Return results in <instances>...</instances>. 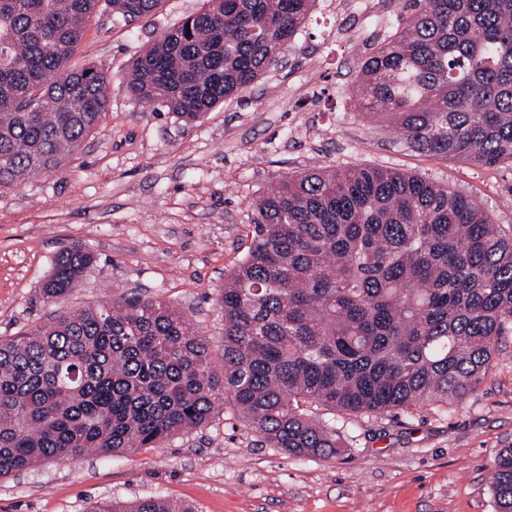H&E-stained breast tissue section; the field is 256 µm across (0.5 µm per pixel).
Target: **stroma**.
Masks as SVG:
<instances>
[{
  "mask_svg": "<svg viewBox=\"0 0 512 512\" xmlns=\"http://www.w3.org/2000/svg\"><path fill=\"white\" fill-rule=\"evenodd\" d=\"M403 2L313 0L277 61L189 124L132 101L120 80L202 0H162L129 25L95 16L71 64L111 77L107 111L63 168L0 189V337L123 293L187 315L220 359L216 296L249 242L251 204L302 171L374 165L443 182L511 235L512 166L418 153L385 117L356 107L359 64L395 32ZM71 245L97 261L64 305L43 301L53 259ZM336 422L345 452L295 457L261 443L228 403L157 448L0 477V512H90L99 501L144 498L196 512H495L496 455L512 446V334L462 400Z\"/></svg>",
  "mask_w": 512,
  "mask_h": 512,
  "instance_id": "obj_1",
  "label": "stroma"
}]
</instances>
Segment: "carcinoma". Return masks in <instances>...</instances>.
I'll return each mask as SVG.
<instances>
[{
    "mask_svg": "<svg viewBox=\"0 0 512 512\" xmlns=\"http://www.w3.org/2000/svg\"><path fill=\"white\" fill-rule=\"evenodd\" d=\"M101 0H0V188L64 166L109 104L108 74L68 66ZM162 0H106L132 22ZM313 0H203L123 80L134 101L190 123L246 91ZM402 27L361 61L357 108L414 150L512 165V0H405ZM225 275L220 365L181 312L120 295L0 339V477L87 453L156 448L226 402L298 457L348 447L343 415L448 405L486 377L512 332V236L446 184L382 167L305 171L253 204ZM96 262L61 249L42 287L63 303ZM495 512H512V448ZM93 512H196L146 499Z\"/></svg>",
    "mask_w": 512,
    "mask_h": 512,
    "instance_id": "1",
    "label": "carcinoma"
}]
</instances>
